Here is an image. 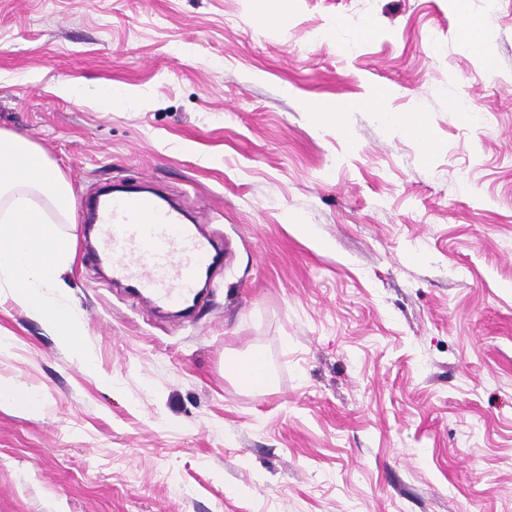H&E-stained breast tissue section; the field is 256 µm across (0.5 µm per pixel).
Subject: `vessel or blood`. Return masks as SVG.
I'll return each mask as SVG.
<instances>
[{
	"mask_svg": "<svg viewBox=\"0 0 512 512\" xmlns=\"http://www.w3.org/2000/svg\"><path fill=\"white\" fill-rule=\"evenodd\" d=\"M89 209L98 226L90 262H109L114 279L168 306L196 301L197 273L214 256L179 209L137 192L95 200Z\"/></svg>",
	"mask_w": 512,
	"mask_h": 512,
	"instance_id": "b4317fda",
	"label": "vessel or blood"
}]
</instances>
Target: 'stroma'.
<instances>
[{
  "label": "stroma",
  "instance_id": "35a3bbf8",
  "mask_svg": "<svg viewBox=\"0 0 512 512\" xmlns=\"http://www.w3.org/2000/svg\"><path fill=\"white\" fill-rule=\"evenodd\" d=\"M469 7L494 74L453 0H0V130L71 185L94 362L0 296L42 405L0 406V512H512V0ZM144 183L224 254L187 318L83 259L84 201ZM255 354L271 386L225 377ZM457 14L462 17L463 25L460 29V35L463 41L468 44H475L481 47V58L488 73L495 71L494 58L484 41L482 29L479 20L470 13L468 0H456ZM383 96L381 94L372 96L367 102L366 106L373 109L374 112H381L383 120L392 126H396L401 130L407 132L409 135L415 137L420 144L428 150L430 148V141L427 137V131L423 114L420 111L405 112L402 115H397L382 110Z\"/></svg>",
  "mask_w": 512,
  "mask_h": 512
}]
</instances>
